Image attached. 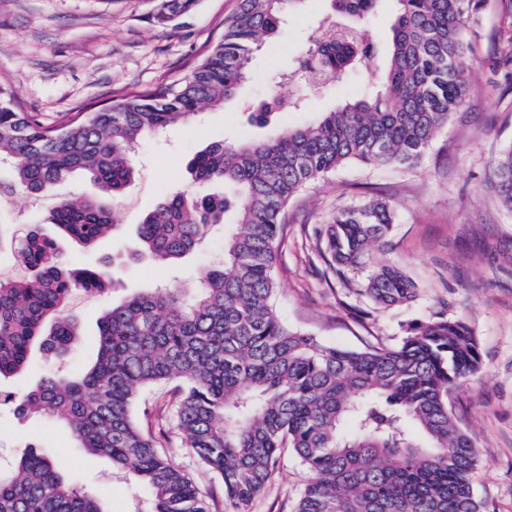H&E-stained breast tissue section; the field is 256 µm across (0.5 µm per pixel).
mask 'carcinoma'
<instances>
[{
    "label": "carcinoma",
    "instance_id": "carcinoma-1",
    "mask_svg": "<svg viewBox=\"0 0 512 512\" xmlns=\"http://www.w3.org/2000/svg\"><path fill=\"white\" fill-rule=\"evenodd\" d=\"M195 2L162 0L157 18L171 22ZM300 2L240 0L224 39L184 80L59 124L23 111L12 87L0 83V162L13 170L0 195L40 194L75 174L98 190L55 203L45 223L57 236L34 224L15 242L27 276L0 279V378L27 368L36 351L74 346V295L109 283L104 271L71 268L58 238L84 247L105 239L115 228L105 200L131 181L140 140L233 98L251 77L259 40L274 37L280 15ZM379 2L332 0L290 71L301 86L349 74L378 55L369 23ZM394 2L386 65L372 94L270 139L208 144L187 171L230 187L235 204L219 195L169 196L138 225L140 250L170 262L196 252L232 206L223 259L189 288H153L112 305L99 319L97 358L87 370L3 397L21 415L57 419L80 447L145 485L154 512H210L136 419L140 393L171 383L176 427L221 478L229 512H246L285 448L310 473L294 512H484L472 482L478 450L448 406L451 391L480 370L469 326L435 313L404 323L394 347L353 350L289 327L274 304L277 242L291 198L350 163L418 164L471 94L461 61L470 50L467 22L482 0ZM487 186L511 212L512 146L492 159ZM396 221L394 208L376 198L337 211L324 230L330 268L345 281L363 274L358 291L376 310L408 305L418 294L397 263L376 257ZM0 512L106 510L50 457L25 449L14 470H0Z\"/></svg>",
    "mask_w": 512,
    "mask_h": 512
}]
</instances>
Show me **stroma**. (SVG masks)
Segmentation results:
<instances>
[{"label": "stroma", "instance_id": "stroma-1", "mask_svg": "<svg viewBox=\"0 0 512 512\" xmlns=\"http://www.w3.org/2000/svg\"><path fill=\"white\" fill-rule=\"evenodd\" d=\"M159 0H0V81L10 84L24 109L44 122L105 105L130 91H147L187 76L221 40L239 0H196L194 7L163 25ZM331 9L330 0H303L285 11L273 38L262 41L251 61L255 74L236 99L207 109L190 124L177 123L146 136L134 155L136 174L122 196L107 205L116 231L97 247L61 241L65 258L77 267H102L115 280L103 294H78L72 304L81 327L78 344L61 356L35 353L32 367L0 380V392L22 394L44 374L73 376L89 368L97 353L98 320L132 293L165 285L184 288L199 267L222 258L224 239L214 236L177 264L137 258V226L166 195L188 188L205 195L219 184L192 186L185 165L209 142L263 140L291 125L315 122L322 113L363 97L380 74L377 58L354 75L329 80L305 92L285 84L283 73L306 52L309 36ZM506 22L501 0H485L466 39L473 46L462 63L473 88L416 167L377 168L349 164L311 183L290 201L283 216L276 274L281 284L276 309L288 325L327 344L360 349L397 345L402 325L436 312L467 323L482 355L480 372L449 396L458 426L478 448L482 464L474 490L486 512H512V212L487 188L491 158L512 145V69L499 66L496 33ZM304 95L302 109L271 113L266 125L251 123L248 105L270 92ZM89 179L76 175L47 192H24L0 201V221L25 229L41 225L58 199L93 193ZM390 200L398 222L386 257L400 261L416 282L410 305L374 310L369 299L330 269L321 236L337 210L375 196ZM139 420L158 447L222 512L223 484L186 448L171 419L172 391H147ZM55 460L66 481L96 496L106 512H153L150 492L118 474L109 459L85 454L62 425L45 415L18 416L0 405V469L9 470L26 446ZM309 473L285 450L270 481L248 512H293Z\"/></svg>", "mask_w": 512, "mask_h": 512}]
</instances>
